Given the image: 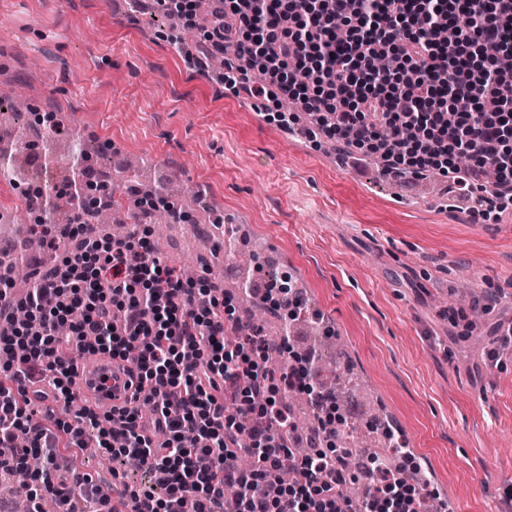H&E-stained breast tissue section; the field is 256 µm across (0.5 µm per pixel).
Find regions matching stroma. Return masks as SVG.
I'll return each mask as SVG.
<instances>
[{
    "label": "stroma",
    "mask_w": 512,
    "mask_h": 512,
    "mask_svg": "<svg viewBox=\"0 0 512 512\" xmlns=\"http://www.w3.org/2000/svg\"><path fill=\"white\" fill-rule=\"evenodd\" d=\"M142 2L137 13L130 0H0L8 129L22 136L16 176H0V190L67 183L79 145L115 195L180 180L188 220L162 228L167 258H190L220 291L290 275L372 396L370 413L350 404L351 421L373 415L392 428L415 461L405 477L425 470L447 512H512V349L490 334L512 326V219L472 223L468 208L441 202L450 182L436 173L399 191L381 161L338 167L336 143L287 133L225 90L221 73L190 66L194 41ZM40 101L62 132L32 153ZM133 156L147 169L123 171ZM241 228L239 253L265 251L247 268L222 245L224 230ZM459 288L480 303L497 296L480 327L450 302ZM100 460L88 447L74 463L112 496L150 482L122 459Z\"/></svg>",
    "instance_id": "stroma-1"
}]
</instances>
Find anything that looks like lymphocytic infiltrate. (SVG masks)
Instances as JSON below:
<instances>
[{
	"label": "lymphocytic infiltrate",
	"mask_w": 512,
	"mask_h": 512,
	"mask_svg": "<svg viewBox=\"0 0 512 512\" xmlns=\"http://www.w3.org/2000/svg\"><path fill=\"white\" fill-rule=\"evenodd\" d=\"M196 68L224 57V86L266 101L298 102L319 135L380 158L388 174L436 171L462 194L482 190L487 161L496 164L494 198H478L473 223L512 214V0H211ZM454 30L438 38V23ZM397 61L387 72L375 62ZM263 67L250 74L245 64ZM71 246L16 304L28 323L9 317L0 331V373L45 382L57 405L78 404L68 421L34 424L24 391L0 382V470L30 456L42 467L23 490L30 512H88L98 487L57 457L86 447L94 429L101 454L134 461L162 493L131 490L132 512H224V486L242 487L240 512H336L343 478L319 451L300 464V480L279 478L289 458L279 383L308 394L326 441L336 438L335 400L313 383L312 358L277 375L269 352L287 339L260 336L241 322L230 298L184 280L155 254L147 234L123 239L83 235L69 219ZM70 322L69 335L54 333ZM129 361L128 375L152 387L143 418L141 394L100 414L80 405L61 347Z\"/></svg>",
	"instance_id": "f902f5d3"
}]
</instances>
